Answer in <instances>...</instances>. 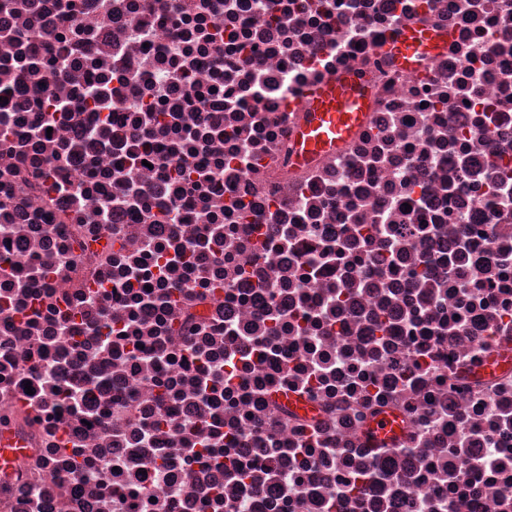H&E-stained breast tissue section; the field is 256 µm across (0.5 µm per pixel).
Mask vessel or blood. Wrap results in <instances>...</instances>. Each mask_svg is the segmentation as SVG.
I'll use <instances>...</instances> for the list:
<instances>
[{"label": "vessel or blood", "mask_w": 512, "mask_h": 512, "mask_svg": "<svg viewBox=\"0 0 512 512\" xmlns=\"http://www.w3.org/2000/svg\"><path fill=\"white\" fill-rule=\"evenodd\" d=\"M448 34L427 25L400 29L379 46L382 56L403 72H414L422 64L444 52ZM369 90L362 75L344 73L324 79L303 101V118L294 132V160L306 163L317 155L338 151L367 118ZM401 438L394 417L384 416L373 421L366 431L370 447L388 448Z\"/></svg>", "instance_id": "obj_1"}]
</instances>
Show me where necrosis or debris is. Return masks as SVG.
Here are the masks:
<instances>
[{
  "label": "necrosis or debris",
  "mask_w": 512,
  "mask_h": 512,
  "mask_svg": "<svg viewBox=\"0 0 512 512\" xmlns=\"http://www.w3.org/2000/svg\"><path fill=\"white\" fill-rule=\"evenodd\" d=\"M298 4L0 0V512H512V0ZM448 33L427 25L400 29L392 38L383 41L378 50L402 72H415L422 64L444 52ZM367 81L362 75L329 76L303 101V118L294 132V160L305 164L338 151L367 119ZM365 436L371 448H388L400 440L401 432L394 417L384 416L370 424Z\"/></svg>",
  "instance_id": "obj_1"
}]
</instances>
